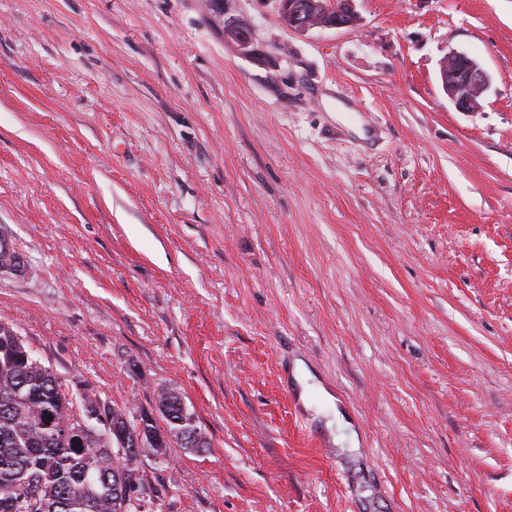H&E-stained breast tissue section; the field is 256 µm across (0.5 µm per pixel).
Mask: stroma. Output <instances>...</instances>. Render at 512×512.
<instances>
[{
  "instance_id": "stroma-1",
  "label": "stroma",
  "mask_w": 512,
  "mask_h": 512,
  "mask_svg": "<svg viewBox=\"0 0 512 512\" xmlns=\"http://www.w3.org/2000/svg\"><path fill=\"white\" fill-rule=\"evenodd\" d=\"M356 9L0 0V322L130 416L180 394L208 445L141 457L151 512H512V0ZM356 0H278L282 21L288 28L305 32L313 28L354 26L358 21ZM440 78L443 89L461 112H477L481 94L489 88L490 78L478 61L464 53L451 52ZM0 259L15 270V275L23 276L26 273L25 256L16 248L11 235L5 230L0 232Z\"/></svg>"
}]
</instances>
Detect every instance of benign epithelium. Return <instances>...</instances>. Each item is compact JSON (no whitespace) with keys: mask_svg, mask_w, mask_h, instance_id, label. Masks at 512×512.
I'll use <instances>...</instances> for the list:
<instances>
[{"mask_svg":"<svg viewBox=\"0 0 512 512\" xmlns=\"http://www.w3.org/2000/svg\"><path fill=\"white\" fill-rule=\"evenodd\" d=\"M282 21L288 28L305 32L313 28L351 27L358 21L355 0H278ZM443 89L461 112L480 110L479 97L489 88L490 78L478 61L464 53L452 52L443 65ZM88 426H102L112 436L118 452L126 448V433L118 422L106 417L103 402L97 401L84 420Z\"/></svg>","mask_w":512,"mask_h":512,"instance_id":"obj_1","label":"benign epithelium"}]
</instances>
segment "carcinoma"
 Returning <instances> with one entry per match:
<instances>
[{"mask_svg":"<svg viewBox=\"0 0 512 512\" xmlns=\"http://www.w3.org/2000/svg\"><path fill=\"white\" fill-rule=\"evenodd\" d=\"M92 398L63 388L13 327L0 323V512H141L140 497L124 495L129 484L143 491L139 462L116 457L94 429L79 430ZM164 401L166 438L154 446L147 435H157V422H129L128 440L142 439L131 454L168 449L197 429L193 415L182 414L177 392L162 391Z\"/></svg>","mask_w":512,"mask_h":512,"instance_id":"1","label":"carcinoma"}]
</instances>
